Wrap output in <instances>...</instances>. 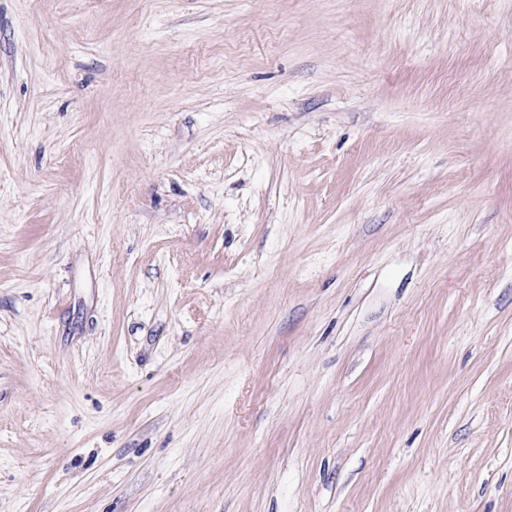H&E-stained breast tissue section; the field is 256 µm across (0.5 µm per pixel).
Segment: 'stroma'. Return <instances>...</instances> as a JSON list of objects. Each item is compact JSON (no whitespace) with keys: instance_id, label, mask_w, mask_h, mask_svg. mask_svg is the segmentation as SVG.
<instances>
[{"instance_id":"stroma-1","label":"stroma","mask_w":512,"mask_h":512,"mask_svg":"<svg viewBox=\"0 0 512 512\" xmlns=\"http://www.w3.org/2000/svg\"><path fill=\"white\" fill-rule=\"evenodd\" d=\"M0 512H512V0H0Z\"/></svg>"}]
</instances>
